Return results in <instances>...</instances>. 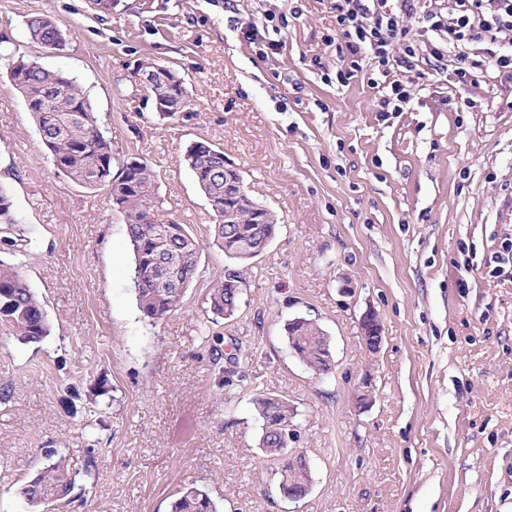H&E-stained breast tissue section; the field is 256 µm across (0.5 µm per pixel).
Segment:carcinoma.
Here are the masks:
<instances>
[{
  "mask_svg": "<svg viewBox=\"0 0 512 512\" xmlns=\"http://www.w3.org/2000/svg\"><path fill=\"white\" fill-rule=\"evenodd\" d=\"M29 38L48 46L57 42L61 24L48 15H38L26 22ZM153 74L155 91L173 101L185 96L184 81L169 66L153 63L144 68ZM10 78L20 86L25 106L41 135L58 173L92 188L110 187L113 204L125 213L127 235L133 254V275L139 309L152 320H162L176 311L198 273L199 244L172 215L162 213L155 192L154 172L144 157L123 161L118 175L112 167L111 140L101 131L94 106L77 80L61 70H49L35 60H21L13 65ZM185 164L200 191L209 201L215 216L213 244L236 265H244L242 251L256 248L275 236L277 222L273 212L254 200L247 189L242 194L224 197V152L207 145L195 152L188 148ZM8 198L0 193V254L15 252L24 241ZM0 291L9 304L0 310V326L5 333L24 343H38L49 334L43 307L15 265L0 258ZM239 297L219 284L209 295L213 319L231 316ZM287 343L296 357L316 375L331 370L326 363L325 337L316 322L305 318L285 332ZM254 408L262 421L259 448L278 463L279 490L288 496V471L309 479L304 466L288 463L289 450L283 447L281 432L294 426L295 407L287 399L266 395ZM45 454L46 462L38 474L24 484L19 493L27 504L42 512L51 501L69 496L74 479L65 458ZM171 512H220L209 493L197 486H187L172 503Z\"/></svg>",
  "mask_w": 512,
  "mask_h": 512,
  "instance_id": "cac0c4a2",
  "label": "carcinoma"
}]
</instances>
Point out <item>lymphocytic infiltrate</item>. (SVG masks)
<instances>
[{"label": "lymphocytic infiltrate", "instance_id": "f902f5d3", "mask_svg": "<svg viewBox=\"0 0 512 512\" xmlns=\"http://www.w3.org/2000/svg\"><path fill=\"white\" fill-rule=\"evenodd\" d=\"M400 12H393L389 0H336V24L344 38L336 52L343 62L336 78L349 84L368 65L382 72H395L396 80L380 101L384 112L403 111L409 101V86L420 75L421 46L401 23L402 14L411 12L414 0H400ZM425 31L445 37L447 50L433 49L436 72H444L446 52H454L453 74L459 85L476 83L479 78L497 73L512 78V54L486 56L478 47L487 42L512 44V0H448L447 7L426 13L421 18ZM401 51H392L394 42Z\"/></svg>", "mask_w": 512, "mask_h": 512}]
</instances>
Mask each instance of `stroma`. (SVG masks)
I'll list each match as a JSON object with an SVG mask.
<instances>
[{"label":"stroma","instance_id":"obj_1","mask_svg":"<svg viewBox=\"0 0 512 512\" xmlns=\"http://www.w3.org/2000/svg\"><path fill=\"white\" fill-rule=\"evenodd\" d=\"M335 5L237 0L242 21L280 31L263 57L224 0H112L107 15L92 0H0V190L50 326L37 344L0 335V512H30L19 489L51 449L77 476L48 512H171L191 482L224 512H512V81L461 86L426 65L403 111H378L372 71L336 80ZM43 14L62 50L27 36ZM21 58L77 79L115 157L150 160L164 208L200 243L166 319L137 307L108 188L54 170L10 78ZM148 62L183 78L185 112L159 119L138 80ZM195 141L222 149L279 224L216 324L208 296L233 264L184 162ZM296 316L329 338L324 377L288 351ZM263 393L297 409L288 446L312 488L294 502L258 445ZM361 325L365 351L371 355L377 354L383 342V328L380 319L374 312L367 311L362 316Z\"/></svg>","mask_w":512,"mask_h":512}]
</instances>
